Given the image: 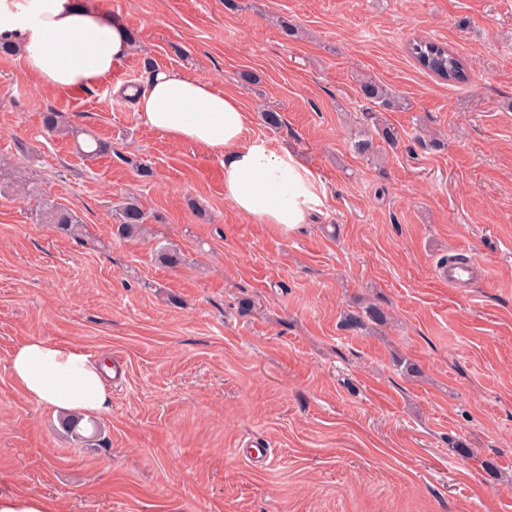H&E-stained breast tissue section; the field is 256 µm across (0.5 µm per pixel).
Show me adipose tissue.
Returning a JSON list of instances; mask_svg holds the SVG:
<instances>
[{
	"label": "adipose tissue",
	"instance_id": "ef3b65f1",
	"mask_svg": "<svg viewBox=\"0 0 512 512\" xmlns=\"http://www.w3.org/2000/svg\"><path fill=\"white\" fill-rule=\"evenodd\" d=\"M0 40L15 44L41 86L59 91L110 78L129 51L121 23L99 8H75L71 0H0ZM123 93L150 129L223 157L224 190L240 213L293 230L319 206L311 171L264 142H245L250 114L233 95L171 69L154 71L145 86ZM10 371L40 406L86 415L112 407L111 362L90 359L77 347L29 339L14 349Z\"/></svg>",
	"mask_w": 512,
	"mask_h": 512
}]
</instances>
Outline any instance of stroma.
<instances>
[{
  "mask_svg": "<svg viewBox=\"0 0 512 512\" xmlns=\"http://www.w3.org/2000/svg\"><path fill=\"white\" fill-rule=\"evenodd\" d=\"M78 2L134 36L110 80L56 92L0 54V159L84 225L0 196V492L57 512H512V0ZM419 38L468 83L423 71ZM155 68L209 80L250 112L247 139L291 151L321 199L310 223L240 214L222 157L145 126L115 88ZM363 78L402 106L369 105ZM78 131L112 154L86 159ZM130 196L151 216L137 241L110 233ZM168 243L179 267L155 258ZM452 255L465 287L439 275ZM370 303L390 321L347 327ZM32 338L123 364L81 440L11 377ZM250 436L267 467L237 455ZM35 217L40 224H53L69 235H77L83 227L73 211L49 197L39 198Z\"/></svg>",
  "mask_w": 512,
  "mask_h": 512,
  "instance_id": "35a3bbf8",
  "label": "stroma"
}]
</instances>
